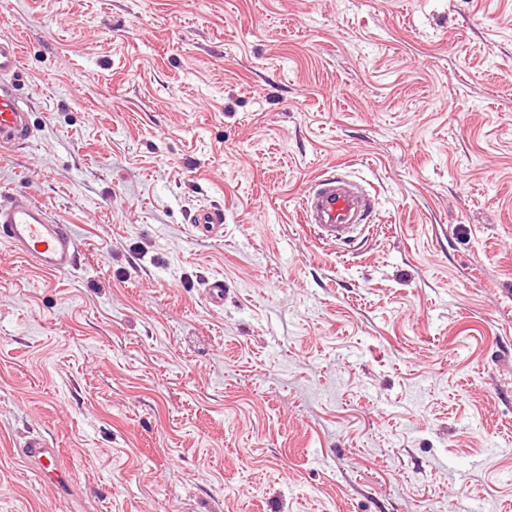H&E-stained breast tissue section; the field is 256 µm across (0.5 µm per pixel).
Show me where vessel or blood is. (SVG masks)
<instances>
[{"mask_svg":"<svg viewBox=\"0 0 512 512\" xmlns=\"http://www.w3.org/2000/svg\"><path fill=\"white\" fill-rule=\"evenodd\" d=\"M21 71V48L16 38L0 36V147L14 146L32 135L29 106L7 87ZM374 200L360 183L342 177L317 179L300 201L303 223L328 244L353 241L365 229ZM0 240L18 254L35 259L48 271H66L76 265L80 249L72 228L51 221L39 205L16 195L0 197ZM19 456L43 480L67 483L59 449L42 438L19 443Z\"/></svg>","mask_w":512,"mask_h":512,"instance_id":"vessel-or-blood-1","label":"vessel or blood"}]
</instances>
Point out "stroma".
<instances>
[{
	"instance_id": "1",
	"label": "stroma",
	"mask_w": 512,
	"mask_h": 512,
	"mask_svg": "<svg viewBox=\"0 0 512 512\" xmlns=\"http://www.w3.org/2000/svg\"><path fill=\"white\" fill-rule=\"evenodd\" d=\"M2 33L0 193L81 255L0 241V512H512V0H0ZM336 173L375 208L327 246L298 202ZM21 48L16 38L0 36V148L12 147L32 135L29 106L7 87V79L21 72ZM0 240L48 271L73 269L80 253L70 226L54 223L41 206L17 195L0 197ZM19 456L43 480L65 484L69 480L60 464V449L53 448L40 437H34L16 445Z\"/></svg>"
}]
</instances>
